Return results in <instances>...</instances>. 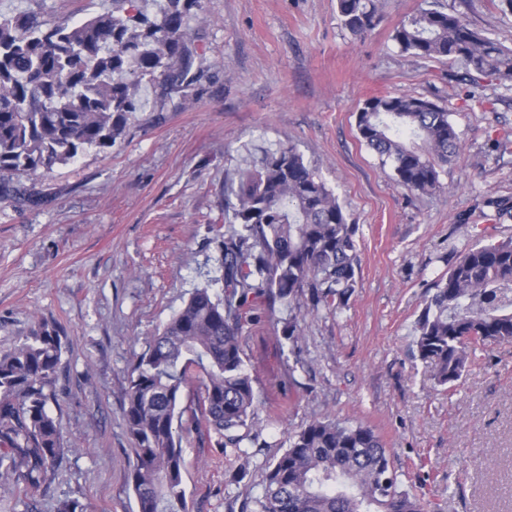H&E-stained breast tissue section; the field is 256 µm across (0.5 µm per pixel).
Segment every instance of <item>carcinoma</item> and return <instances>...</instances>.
Instances as JSON below:
<instances>
[{"mask_svg":"<svg viewBox=\"0 0 512 512\" xmlns=\"http://www.w3.org/2000/svg\"><path fill=\"white\" fill-rule=\"evenodd\" d=\"M134 2L112 0V10L73 25L49 26L32 11L0 16V193L10 192L13 174L40 180L86 147H112L139 109L143 80L186 79L194 56L189 12L198 0H166L154 19ZM337 10L355 38L381 20L376 0H337ZM392 40L417 58L461 62L512 83V48L451 12L422 9L394 28ZM356 130L411 192H435L458 153L448 110L421 96L366 99ZM358 231L293 146L260 150L238 181L224 184V233L214 237L223 292L209 281L195 289L129 373L125 424L138 512H187L185 432L216 435L247 474L242 445L261 441L254 415L262 400L244 329L284 307L294 316L283 335L295 346L300 316L345 307L360 270ZM502 342H512V239L468 249L415 322L418 357L442 387H454L477 352ZM67 346L62 327L40 318L23 341L0 351V475L16 483L49 489L68 452L49 409ZM260 485L255 512H424L422 498L401 489L394 455L373 429L337 419H313L289 436Z\"/></svg>","mask_w":512,"mask_h":512,"instance_id":"carcinoma-1","label":"carcinoma"}]
</instances>
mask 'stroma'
<instances>
[{"mask_svg": "<svg viewBox=\"0 0 512 512\" xmlns=\"http://www.w3.org/2000/svg\"><path fill=\"white\" fill-rule=\"evenodd\" d=\"M364 40L341 26L337 0H198L190 10L192 82L143 83L111 149L88 147L47 174L51 195L0 198V350L36 318L69 338L66 375L50 410L70 446L49 490L0 479V512L32 503L58 512H138L134 444L124 423L132 364L197 286L220 276L213 243L224 184L261 148L295 146L358 224L361 268L348 304L307 316L283 336L287 311L248 325L243 340L263 404L262 446L239 462L215 440L184 438L188 512H241L260 494L265 463L313 418L369 425L392 448L403 489L427 512H512V343L479 352L450 390L415 355L414 325L429 288L469 248L512 238V88L462 64L403 53L393 29L424 8L459 14L512 46L504 0H379ZM112 0H0V14L37 11L74 24ZM415 94L445 107L460 134L455 163L432 194L398 185L357 137L367 98Z\"/></svg>", "mask_w": 512, "mask_h": 512, "instance_id": "1", "label": "stroma"}]
</instances>
